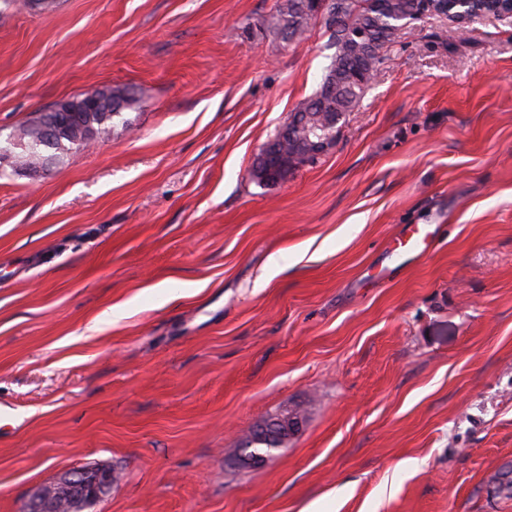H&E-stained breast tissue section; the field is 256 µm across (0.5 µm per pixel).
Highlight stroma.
I'll list each match as a JSON object with an SVG mask.
<instances>
[{"label": "stroma", "instance_id": "35a3bbf8", "mask_svg": "<svg viewBox=\"0 0 512 512\" xmlns=\"http://www.w3.org/2000/svg\"><path fill=\"white\" fill-rule=\"evenodd\" d=\"M278 3L0 0L1 143L136 99L43 171L0 157V512L89 464L118 480L86 512H512V18L402 28L332 147L261 185L331 55ZM112 103H124L119 112H99L100 99L97 94L86 92L76 97L65 99L47 109L42 113L39 137L35 145H27L23 141L14 139L12 145L27 151L28 148L35 150L39 146H49L53 144L62 129L61 115H77V112H85V119L99 129L109 128L115 117L120 118L123 111L134 103V98L122 89L112 90ZM109 122V123H108ZM302 425L301 417L293 412L288 411V407L283 409L281 413L262 423L261 425L254 428V432L257 433L256 440L264 441L266 436H269V430H278L283 436L284 441L292 438L298 433ZM253 442L247 437L242 445V448H280L273 441L259 442L251 446ZM275 449V450H277ZM274 450V451H275Z\"/></svg>", "mask_w": 512, "mask_h": 512}]
</instances>
